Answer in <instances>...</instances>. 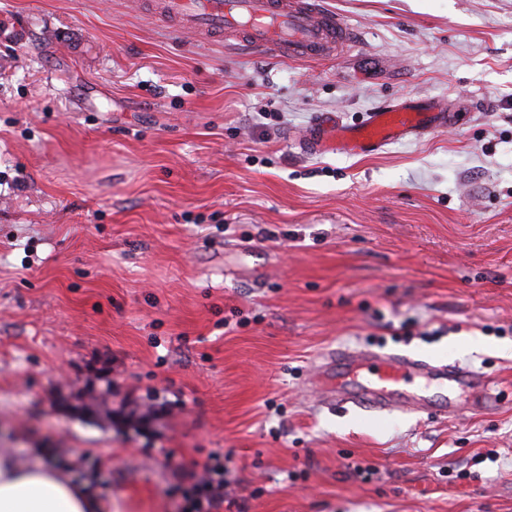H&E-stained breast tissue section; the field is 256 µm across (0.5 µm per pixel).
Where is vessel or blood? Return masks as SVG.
<instances>
[{"label":"vessel or blood","instance_id":"obj_1","mask_svg":"<svg viewBox=\"0 0 512 512\" xmlns=\"http://www.w3.org/2000/svg\"><path fill=\"white\" fill-rule=\"evenodd\" d=\"M163 12L185 20L190 29L205 36L240 32L247 44L276 51L284 59H321L353 42L352 29L324 9L320 0H164ZM446 120L445 112L403 99L352 129L316 127L306 135L305 145L319 153L333 148L376 151ZM320 376L330 396L368 412L395 407L424 410L432 405L445 414L454 413L455 403L449 398L434 404L426 397L410 396L407 387L417 379L464 388L477 399L488 391L482 377L456 364L372 351L339 353L334 364L322 365Z\"/></svg>","mask_w":512,"mask_h":512}]
</instances>
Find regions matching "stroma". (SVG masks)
Masks as SVG:
<instances>
[{"instance_id":"35a3bbf8","label":"stroma","mask_w":512,"mask_h":512,"mask_svg":"<svg viewBox=\"0 0 512 512\" xmlns=\"http://www.w3.org/2000/svg\"><path fill=\"white\" fill-rule=\"evenodd\" d=\"M156 3L0 0V448L100 512L216 454L247 512H512V0H322L356 42L288 61ZM405 98L455 120L302 144ZM345 350L493 399L369 414L317 379ZM335 131L322 126L314 128L305 137L306 147L314 152H326L333 149Z\"/></svg>"}]
</instances>
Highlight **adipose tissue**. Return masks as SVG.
Returning a JSON list of instances; mask_svg holds the SVG:
<instances>
[{
  "label": "adipose tissue",
  "mask_w": 512,
  "mask_h": 512,
  "mask_svg": "<svg viewBox=\"0 0 512 512\" xmlns=\"http://www.w3.org/2000/svg\"><path fill=\"white\" fill-rule=\"evenodd\" d=\"M47 448L22 458L0 450V512H94L95 501L64 477Z\"/></svg>",
  "instance_id": "adipose-tissue-1"
}]
</instances>
